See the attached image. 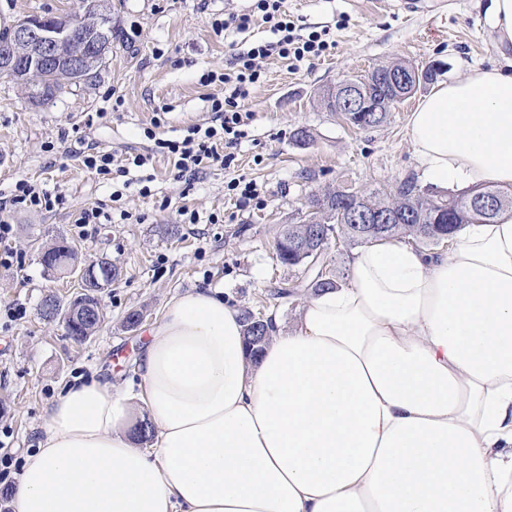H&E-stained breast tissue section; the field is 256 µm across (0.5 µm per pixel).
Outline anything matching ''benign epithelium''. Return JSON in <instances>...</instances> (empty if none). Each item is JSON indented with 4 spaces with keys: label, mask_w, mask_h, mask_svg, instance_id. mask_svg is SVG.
Listing matches in <instances>:
<instances>
[{
    "label": "benign epithelium",
    "mask_w": 512,
    "mask_h": 512,
    "mask_svg": "<svg viewBox=\"0 0 512 512\" xmlns=\"http://www.w3.org/2000/svg\"><path fill=\"white\" fill-rule=\"evenodd\" d=\"M100 39V32L84 29L79 17H60L52 23L38 17L23 18L14 23L13 44L0 48V74L12 77L22 71L29 77L35 75L62 62L60 49L68 42L80 43L81 51L69 57L71 68L80 70L89 56L99 57L95 50L99 47ZM377 79L383 83L389 99L395 101L413 94L420 83L425 81L424 74L412 66L391 69L377 75ZM329 96L332 97L334 111L349 125H357L361 128L379 125L381 108L377 102L369 98L361 81L344 80L329 90ZM359 197L360 194L356 190H343L342 199L352 203V207L348 209L349 222L366 225V232L371 235L380 234L387 224L402 219L407 221L415 219L411 212L400 216L382 211L373 205L361 202ZM501 201V194L487 192L473 197L472 205L482 211H491ZM298 250L302 256H312L316 259L325 252L322 243L318 242L313 235L299 241ZM84 293L87 297H77L66 308L63 320L80 321L87 327L101 319L98 294L88 287L85 288Z\"/></svg>",
    "instance_id": "benign-epithelium-1"
}]
</instances>
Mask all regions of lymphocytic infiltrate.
Masks as SVG:
<instances>
[{
  "label": "lymphocytic infiltrate",
  "mask_w": 512,
  "mask_h": 512,
  "mask_svg": "<svg viewBox=\"0 0 512 512\" xmlns=\"http://www.w3.org/2000/svg\"><path fill=\"white\" fill-rule=\"evenodd\" d=\"M257 21L268 24L271 40L233 52L224 72L210 71L200 79L202 85L219 83L224 87L223 95L208 98L214 124L193 126L180 140L156 139L157 152L171 156L179 173L195 174L214 165L231 167L235 160L233 150L246 137L252 118L251 113L242 110L241 104L261 83L264 59L275 55L287 61L302 62L321 56L326 49L320 35L304 38L297 34L296 25L284 8V0H251L248 10L213 19L211 27L218 34L230 30L242 32ZM65 200V194L58 189H48L26 179L16 181L11 196L0 199V267L13 265V252L2 247L12 233L8 211L18 207L51 211Z\"/></svg>",
  "instance_id": "lymphocytic-infiltrate-1"
}]
</instances>
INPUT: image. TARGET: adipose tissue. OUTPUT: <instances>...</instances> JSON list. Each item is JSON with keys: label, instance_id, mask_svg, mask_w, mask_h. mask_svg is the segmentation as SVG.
I'll return each mask as SVG.
<instances>
[{"label": "adipose tissue", "instance_id": "ef3b65f1", "mask_svg": "<svg viewBox=\"0 0 512 512\" xmlns=\"http://www.w3.org/2000/svg\"><path fill=\"white\" fill-rule=\"evenodd\" d=\"M408 134L431 181L512 186V71L438 83ZM149 336L137 393L54 402L15 512H512V208L444 254L360 248L258 357L217 288Z\"/></svg>", "mask_w": 512, "mask_h": 512}]
</instances>
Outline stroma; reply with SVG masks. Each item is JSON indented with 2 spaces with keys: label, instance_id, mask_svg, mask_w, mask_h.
<instances>
[{
  "label": "stroma",
  "instance_id": "35a3bbf8",
  "mask_svg": "<svg viewBox=\"0 0 512 512\" xmlns=\"http://www.w3.org/2000/svg\"><path fill=\"white\" fill-rule=\"evenodd\" d=\"M489 2L417 0L409 12L401 0H286L303 33L325 32L328 49L299 64L267 59L263 82L243 103L253 121L234 165L193 176H179L172 160L153 154L144 131L152 127L158 137L180 139L211 121L207 98L214 89L201 85L202 74L223 71L232 47L271 37L263 25L224 35L212 30L213 18L245 10L249 0H112V49L92 83L37 105L0 76V198L22 178L66 194L55 211L10 214L9 245L17 260L0 268V456L23 461L49 407L74 379H108L120 392L136 388L148 329L171 298L188 289H223L240 310L279 314L283 329L294 330L310 296L307 274L279 262L274 240L283 225L299 221L312 193L342 185L386 199L410 177L422 190L450 195L417 165L408 135L409 114L430 85H420L369 130L344 125L320 92L395 61L434 68L441 82L477 65H504L486 22ZM81 7V0H0V26ZM161 107L166 113L158 124ZM300 129L311 134L307 144L294 139ZM48 141L55 145L50 154L43 150ZM89 144L111 152L118 166L138 153L153 159L130 168L126 190L123 181H99L83 167L80 152ZM239 176L256 181L260 206L237 207L227 184ZM145 185L150 193L143 196ZM118 188L122 198L111 201ZM98 203L106 204L111 222L79 232L80 211ZM188 211L214 213L219 221L189 224ZM172 226L177 235H167ZM63 238L76 247L79 263L105 258L119 272L100 294L101 326L82 344L67 336L62 321L40 314L46 294L65 304L79 290L77 278H53L41 262L42 248ZM135 310L144 319L131 329L125 320Z\"/></svg>",
  "mask_w": 512,
  "mask_h": 512
}]
</instances>
